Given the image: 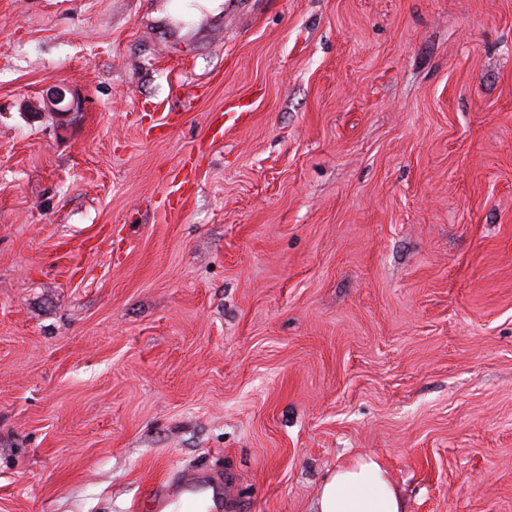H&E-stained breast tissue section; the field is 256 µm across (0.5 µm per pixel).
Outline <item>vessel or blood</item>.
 <instances>
[{
	"label": "vessel or blood",
	"mask_w": 512,
	"mask_h": 512,
	"mask_svg": "<svg viewBox=\"0 0 512 512\" xmlns=\"http://www.w3.org/2000/svg\"><path fill=\"white\" fill-rule=\"evenodd\" d=\"M227 500L223 483L200 473L165 478L149 495L150 512H224Z\"/></svg>",
	"instance_id": "1"
}]
</instances>
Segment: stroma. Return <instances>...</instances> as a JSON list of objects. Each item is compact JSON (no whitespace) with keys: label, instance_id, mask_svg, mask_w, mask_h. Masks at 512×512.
<instances>
[{"label":"stroma","instance_id":"1","mask_svg":"<svg viewBox=\"0 0 512 512\" xmlns=\"http://www.w3.org/2000/svg\"><path fill=\"white\" fill-rule=\"evenodd\" d=\"M191 23L0 0V512L197 469L313 512L365 453L405 512H512V0ZM43 108L39 111H47L58 121H67L74 112H80L82 101L79 95L65 85L51 88L42 98Z\"/></svg>","mask_w":512,"mask_h":512}]
</instances>
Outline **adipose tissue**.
Segmentation results:
<instances>
[{
	"mask_svg": "<svg viewBox=\"0 0 512 512\" xmlns=\"http://www.w3.org/2000/svg\"><path fill=\"white\" fill-rule=\"evenodd\" d=\"M315 512H404L403 501L381 460L357 456L325 478Z\"/></svg>",
	"mask_w": 512,
	"mask_h": 512,
	"instance_id": "1",
	"label": "adipose tissue"
}]
</instances>
